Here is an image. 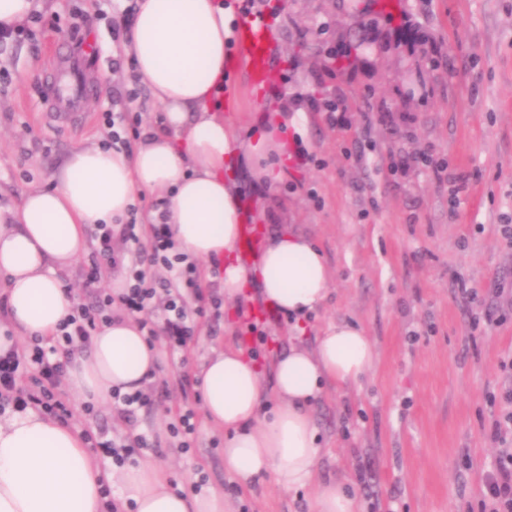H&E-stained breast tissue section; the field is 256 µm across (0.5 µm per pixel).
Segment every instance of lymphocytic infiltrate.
Instances as JSON below:
<instances>
[{
	"instance_id": "1",
	"label": "lymphocytic infiltrate",
	"mask_w": 512,
	"mask_h": 512,
	"mask_svg": "<svg viewBox=\"0 0 512 512\" xmlns=\"http://www.w3.org/2000/svg\"><path fill=\"white\" fill-rule=\"evenodd\" d=\"M96 249L87 260V287L99 281L103 266H125L127 289L120 295L99 291L93 304L77 305L60 325L51 345L33 338L29 345L0 355V403L18 409L34 408L68 423L73 417L59 390L68 355L85 347L99 324L110 321L114 310L137 319L147 344L164 338L168 353L187 349L198 317L208 308H220L218 297L206 293L198 267L174 240L169 225L141 224L129 215L126 224L96 225ZM168 276L158 280L156 269ZM484 500L490 512H512V448L498 449L484 478Z\"/></svg>"
}]
</instances>
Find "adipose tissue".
I'll return each mask as SVG.
<instances>
[{
	"label": "adipose tissue",
	"mask_w": 512,
	"mask_h": 512,
	"mask_svg": "<svg viewBox=\"0 0 512 512\" xmlns=\"http://www.w3.org/2000/svg\"><path fill=\"white\" fill-rule=\"evenodd\" d=\"M237 28L230 0H139L125 47L141 83L163 110L159 126L132 150L98 145L70 151L52 184L27 190L16 208L0 209V291L8 316L28 335L54 337L76 298L57 277L88 250L93 224H121L137 197L165 201L167 222L188 253L217 261L225 302L235 305L259 285L268 308L296 327L321 310L331 271L311 238L271 233L255 262L238 249L245 216L233 161L274 187L283 175L288 136L306 114L298 99L271 102L265 130L243 135L223 116L222 93ZM374 352L362 328L328 325L314 348L291 347L273 365L277 403L263 412L266 391L243 347L215 349L200 373L208 422L224 431V468L241 486L274 474L288 488L311 487L310 512H362L336 479L316 476L321 449L307 409L325 386L357 383ZM159 364L133 319L118 316L91 338L68 368L70 387L107 403L114 388H142ZM103 472L79 430L28 408L0 419V512H99ZM134 512H229L223 494L174 490L150 463L113 475Z\"/></svg>",
	"instance_id": "ef3b65f1"
}]
</instances>
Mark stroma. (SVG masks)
<instances>
[{
  "instance_id": "35a3bbf8",
  "label": "stroma",
  "mask_w": 512,
  "mask_h": 512,
  "mask_svg": "<svg viewBox=\"0 0 512 512\" xmlns=\"http://www.w3.org/2000/svg\"><path fill=\"white\" fill-rule=\"evenodd\" d=\"M132 0H42L45 19L82 8L97 55L83 60L94 90L85 123L44 121V82L72 40L43 29L0 43V207L44 187L75 147L108 136L101 114L135 112L142 128L161 115L124 51ZM274 80L253 85L239 46L224 90V116L262 131L259 104L289 93L332 99L336 117L307 107V131L288 142V168L274 218L262 214L261 186L240 173L246 223L255 230L244 260L283 224L311 237L331 269L327 306L304 336L251 289L245 313L198 321L187 350L172 357L156 341L162 388L133 422L111 404L86 413L67 398L74 426L109 435H145L136 456L164 469L172 488L223 493L230 512H309L310 491L274 476L242 487L224 469V434L199 419L196 444L182 453L168 426L182 404L179 383L196 375L217 345L245 342L263 379L294 344L313 347L327 324L362 327L374 364L355 384L331 387L311 405L322 455L317 475L340 480L363 512H480L484 476L499 445L493 425L512 411V0H401L410 20L399 35L369 0L352 18L340 0H270ZM370 45L357 66L332 57L350 34ZM110 72L111 82L101 73ZM135 98H127L128 90ZM405 169H398V162ZM473 299L462 297L463 289Z\"/></svg>"
}]
</instances>
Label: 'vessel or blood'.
Segmentation results:
<instances>
[{"label": "vessel or blood", "mask_w": 512, "mask_h": 512, "mask_svg": "<svg viewBox=\"0 0 512 512\" xmlns=\"http://www.w3.org/2000/svg\"><path fill=\"white\" fill-rule=\"evenodd\" d=\"M240 41L243 61L253 83L266 84L271 79L268 45L264 22L260 15L246 14L241 26ZM90 92V84L78 63L69 56L55 58L46 84V101L52 109L50 117L56 122H68L76 117L80 104Z\"/></svg>", "instance_id": "1"}]
</instances>
